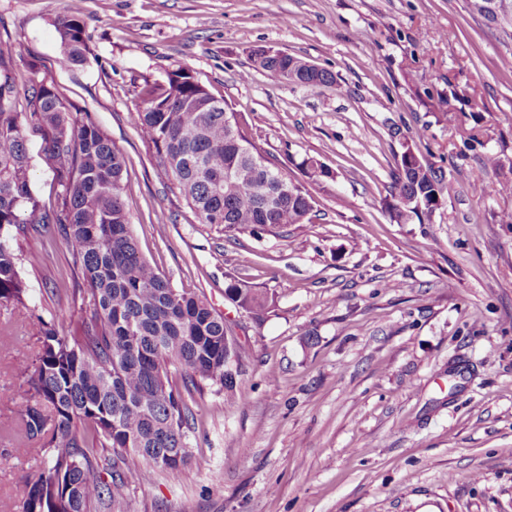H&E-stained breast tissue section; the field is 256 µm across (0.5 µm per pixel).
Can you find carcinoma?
Here are the masks:
<instances>
[{
  "instance_id": "1",
  "label": "carcinoma",
  "mask_w": 512,
  "mask_h": 512,
  "mask_svg": "<svg viewBox=\"0 0 512 512\" xmlns=\"http://www.w3.org/2000/svg\"><path fill=\"white\" fill-rule=\"evenodd\" d=\"M473 0L488 22L512 28V4L492 12ZM81 7L57 21L65 68L83 65ZM16 52L0 39V302L24 308L41 343L22 356L20 433L40 445L43 467L26 482L22 512H114L138 482L142 460L176 479L189 462L184 395L215 387L235 404L237 377L248 358L234 347L236 368L224 365L228 321L199 295L174 289L140 253L125 202L126 158L85 116L72 115L58 87L43 79L20 90ZM256 70L296 68L302 58L267 57L251 50ZM315 68L299 74L301 86L331 85ZM25 105L18 109L19 96ZM132 113L144 142L201 224L255 235L306 224L315 199L288 178L274 156L256 144L252 126L187 69L178 67L137 90ZM40 138L44 160L61 191L46 202L31 179L29 136ZM309 182L331 177L320 162H303ZM447 187L420 158L397 160L390 215L399 224L423 221ZM57 226L80 270L78 289L87 310L66 327L36 313L19 271L31 226ZM224 295L252 319L272 304L268 293L233 280ZM111 480L102 478L106 468Z\"/></svg>"
}]
</instances>
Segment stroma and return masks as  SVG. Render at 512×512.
Returning a JSON list of instances; mask_svg holds the SVG:
<instances>
[{"label": "stroma", "instance_id": "1", "mask_svg": "<svg viewBox=\"0 0 512 512\" xmlns=\"http://www.w3.org/2000/svg\"><path fill=\"white\" fill-rule=\"evenodd\" d=\"M70 6L0 0L18 84L53 80L90 114L127 159L140 252L250 349L242 402L190 401L188 466H143L122 512H512V35L470 0H82L88 60L68 69ZM258 46L335 82L251 70ZM180 66L292 177L308 158L330 170L310 223L235 237L171 191L132 112L144 80ZM405 142L450 184L423 224L387 209ZM21 271L44 313L79 318L54 293L75 277L63 241H30ZM233 278L272 297L262 322L225 298ZM27 322L0 304V512H22L43 460L16 428V359L39 348Z\"/></svg>", "mask_w": 512, "mask_h": 512}]
</instances>
